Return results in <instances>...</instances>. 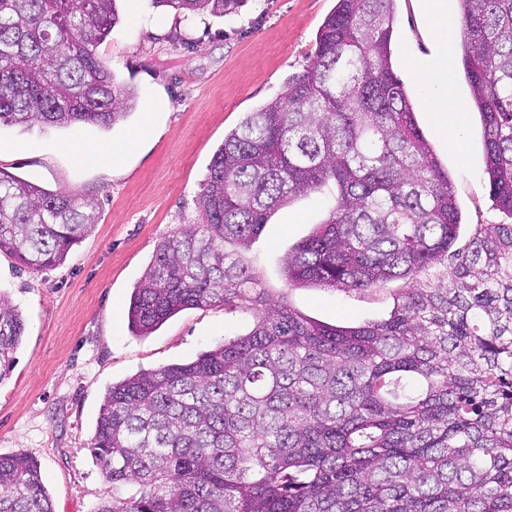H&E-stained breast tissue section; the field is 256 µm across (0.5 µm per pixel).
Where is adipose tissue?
<instances>
[{
  "label": "adipose tissue",
  "instance_id": "obj_1",
  "mask_svg": "<svg viewBox=\"0 0 512 512\" xmlns=\"http://www.w3.org/2000/svg\"><path fill=\"white\" fill-rule=\"evenodd\" d=\"M425 6L435 23V35L440 45L432 57L411 60V67L418 72L423 85L425 105L431 112L435 125L449 148L462 151V126L465 111L458 103L448 80V48L454 37V22L444 0H425ZM154 130L152 122H144L132 138L121 144L98 145L74 141L71 149L77 159L83 162H97L107 159L108 163L119 164L135 142L149 136Z\"/></svg>",
  "mask_w": 512,
  "mask_h": 512
}]
</instances>
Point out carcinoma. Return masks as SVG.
I'll use <instances>...</instances> for the list:
<instances>
[{
    "mask_svg": "<svg viewBox=\"0 0 512 512\" xmlns=\"http://www.w3.org/2000/svg\"><path fill=\"white\" fill-rule=\"evenodd\" d=\"M395 2L336 0L304 72L224 135L200 223L158 243L130 299L138 335L189 307L242 305L254 325L112 385L89 448L112 486L96 512H512V224L453 250L452 183L391 61ZM458 2L490 192L512 216V0ZM153 3L222 16L237 0ZM118 22L117 0H0V126L126 118L134 92L97 53ZM329 181L336 205L286 255L288 284L401 279L385 320H312L224 249ZM97 209L0 170V252L58 266ZM24 331L0 297V383ZM0 512H53L25 453L0 456Z\"/></svg>",
    "mask_w": 512,
    "mask_h": 512,
    "instance_id": "cac0c4a2",
    "label": "carcinoma"
}]
</instances>
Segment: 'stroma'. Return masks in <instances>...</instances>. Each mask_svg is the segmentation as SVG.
<instances>
[{
    "mask_svg": "<svg viewBox=\"0 0 512 512\" xmlns=\"http://www.w3.org/2000/svg\"><path fill=\"white\" fill-rule=\"evenodd\" d=\"M335 0H241L221 17L182 15L151 0H119L120 21L98 53L117 82L134 90L129 116L109 128L39 123L0 128V168L71 198L96 199L97 224L59 266L34 270L0 252V294L25 320L15 364L0 383V456L35 458L54 512H95L109 485L88 451L112 384L141 370L195 359L224 338L246 334L242 308H186L154 332L129 326L131 292L157 244L198 221L196 195L211 158L245 113L280 93L303 72L320 26ZM393 58L414 97L417 123L453 182L462 224L457 250L479 224H504L485 173L480 116L458 54L448 75L465 108L463 153L439 134L406 56L435 55L439 43L422 0H397ZM156 103L157 132L121 167L80 162L70 143L108 144L129 138L147 103ZM335 183L280 207L240 258L266 296L331 325L388 318L402 280L384 288L343 292L291 286L283 275L288 251L324 223L336 203Z\"/></svg>",
    "mask_w": 512,
    "mask_h": 512,
    "instance_id": "obj_1",
    "label": "stroma"
}]
</instances>
